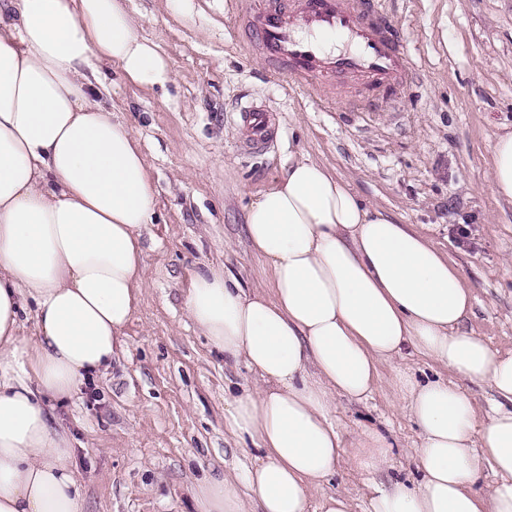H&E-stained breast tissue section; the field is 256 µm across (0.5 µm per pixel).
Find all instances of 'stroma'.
Segmentation results:
<instances>
[{"label":"stroma","mask_w":512,"mask_h":512,"mask_svg":"<svg viewBox=\"0 0 512 512\" xmlns=\"http://www.w3.org/2000/svg\"><path fill=\"white\" fill-rule=\"evenodd\" d=\"M139 33L171 65L172 83L141 89L112 73L115 115L139 139L155 195L144 240L148 286L111 368L54 408L73 440L84 512H191L197 479L238 473L257 454L224 430V398L255 388L187 320L193 273L225 265L245 288L265 284L247 248L250 203L308 156L400 223L414 224L455 263L475 301L468 323L512 349V202L490 187L491 148L512 130V0H387L419 79L367 112L268 77L239 49L244 0H125ZM261 100L277 113L274 147L245 154L233 123ZM348 438L365 428L391 445L381 483L413 484L418 428L397 405L390 370L363 402L340 398Z\"/></svg>","instance_id":"1"}]
</instances>
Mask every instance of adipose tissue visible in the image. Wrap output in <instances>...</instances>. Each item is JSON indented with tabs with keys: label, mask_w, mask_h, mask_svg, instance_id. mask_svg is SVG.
<instances>
[{
	"label": "adipose tissue",
	"mask_w": 512,
	"mask_h": 512,
	"mask_svg": "<svg viewBox=\"0 0 512 512\" xmlns=\"http://www.w3.org/2000/svg\"><path fill=\"white\" fill-rule=\"evenodd\" d=\"M114 69L144 88L173 78L123 0H0V512H84L51 404L111 367L147 285L146 159L93 92ZM491 185L512 199V132L492 146ZM245 233L266 287L212 267L184 306L225 361L261 379L224 411L259 454L240 477L192 484L194 512H351L322 484L343 461L371 480L387 443L372 429L346 441L334 401H365L381 367L413 354L450 373L393 376L419 428L420 478L374 484L365 512H512V351L467 329L474 295L447 253L307 157L250 203ZM464 380L490 390L491 415ZM484 467L498 481L482 495Z\"/></svg>",
	"instance_id": "ef3b65f1"
}]
</instances>
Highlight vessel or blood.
Segmentation results:
<instances>
[{
  "label": "vessel or blood",
  "instance_id": "vessel-or-blood-1",
  "mask_svg": "<svg viewBox=\"0 0 512 512\" xmlns=\"http://www.w3.org/2000/svg\"><path fill=\"white\" fill-rule=\"evenodd\" d=\"M237 24L245 34L244 53L259 51L272 75L311 92L352 76L369 96L395 99L415 69L386 22L381 0H251ZM322 34L342 38L349 51L328 52L317 41ZM239 116L240 150L273 144L277 118L269 107L253 102Z\"/></svg>",
  "mask_w": 512,
  "mask_h": 512
}]
</instances>
